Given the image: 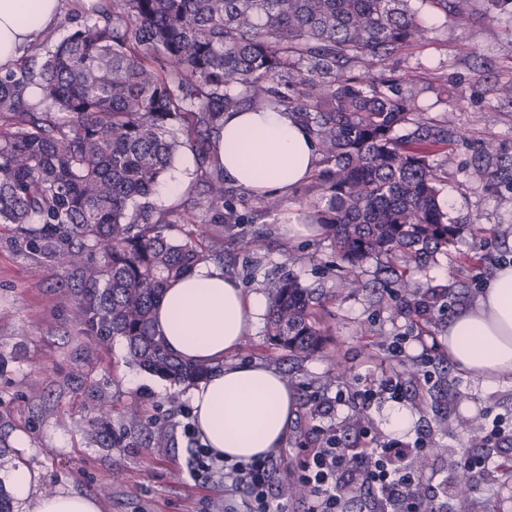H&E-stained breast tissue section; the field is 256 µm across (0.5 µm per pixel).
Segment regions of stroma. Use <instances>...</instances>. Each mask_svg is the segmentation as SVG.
<instances>
[{
  "label": "stroma",
  "mask_w": 512,
  "mask_h": 512,
  "mask_svg": "<svg viewBox=\"0 0 512 512\" xmlns=\"http://www.w3.org/2000/svg\"><path fill=\"white\" fill-rule=\"evenodd\" d=\"M468 19L458 24L430 6L420 16L426 27L422 44L402 50L375 68H357L367 81L386 78L424 105L431 123H447L448 141L430 146L433 163L446 173L440 198L449 216L470 225L455 250L416 269L413 281L429 292H443L447 310L414 324L404 312L396 284H377L375 262L361 269L363 288L342 293L340 263L327 234L291 241L279 232L282 214L314 211L316 199L301 186L281 210L262 211L258 197L236 195L234 224L213 225L224 238V270L246 292L268 293L274 278L293 273L305 286L328 299L321 313L326 344L314 356L296 359L270 345L265 321H258L241 347L225 354L228 365L260 363L278 371L295 391L298 409L280 450L277 484L289 479V467L312 435L309 414L314 394L335 397L338 386L357 377L380 380L411 367L422 354L421 340L434 343L439 375L436 384L415 382L403 401L417 417L433 449L417 464L421 481L442 487L463 453H479L477 438L485 410L512 419V375L494 386L474 383L448 358L444 338L448 321L473 304L497 268L512 260V97L501 87L512 84V14L488 12L485 0H462ZM494 145V158L484 154ZM193 155L182 150L169 179L183 180L184 191L152 201L167 212L184 213L203 199L194 185ZM261 235L266 247L249 251L247 241ZM71 272L15 243L0 231V423L7 447H0V484L11 468L22 466L37 476L35 495L76 491L95 494L98 484L112 486L104 512H224V486H195L186 469L191 405L186 386H176L133 366L126 343L115 337L99 342L81 333L73 314ZM410 335L406 357L389 349L393 337ZM112 407L113 437L135 433L131 448H102L91 440L88 419L97 402ZM143 415L138 429L127 416ZM164 436L168 446L155 453L145 440ZM467 498L449 495L448 512H505L512 507V477L495 485L476 477Z\"/></svg>",
  "instance_id": "1"
}]
</instances>
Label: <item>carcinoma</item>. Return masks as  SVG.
<instances>
[{"mask_svg": "<svg viewBox=\"0 0 512 512\" xmlns=\"http://www.w3.org/2000/svg\"><path fill=\"white\" fill-rule=\"evenodd\" d=\"M412 0H101L97 18L68 17L62 41L34 46L0 74V228L72 271L81 332L122 337L130 361L175 385L221 364L182 358L153 322L168 283L224 259L210 227L187 217L186 241L162 235L171 214L151 201L183 148L218 223L235 224L212 145L224 113L288 111L315 138V223L327 227L342 285L379 260L407 304L421 297L397 259L422 267L464 233L439 200L444 171L426 146L448 140L418 100L352 74L421 43ZM459 20V0H429ZM320 296L291 274L270 285L266 335L305 357L323 347ZM95 442L110 448L104 403Z\"/></svg>", "mask_w": 512, "mask_h": 512, "instance_id": "obj_1", "label": "carcinoma"}]
</instances>
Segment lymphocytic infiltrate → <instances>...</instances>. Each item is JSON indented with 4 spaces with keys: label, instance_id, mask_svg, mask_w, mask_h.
Instances as JSON below:
<instances>
[{
    "label": "lymphocytic infiltrate",
    "instance_id": "obj_1",
    "mask_svg": "<svg viewBox=\"0 0 512 512\" xmlns=\"http://www.w3.org/2000/svg\"><path fill=\"white\" fill-rule=\"evenodd\" d=\"M405 386L404 377L395 372L361 388L342 387L336 398L364 411L383 396L402 398ZM184 434L191 445L186 461L190 477L204 484L217 475L224 478V512H278L274 453L229 462L205 448L193 427H185ZM429 451V436L423 432L404 444L382 441L365 420L350 433L321 427L298 458L293 479L305 491L306 512H347L353 488L363 493L371 512H419L418 502L427 491L416 481L409 460Z\"/></svg>",
    "mask_w": 512,
    "mask_h": 512
}]
</instances>
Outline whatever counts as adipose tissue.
<instances>
[{
    "instance_id": "1",
    "label": "adipose tissue",
    "mask_w": 512,
    "mask_h": 512,
    "mask_svg": "<svg viewBox=\"0 0 512 512\" xmlns=\"http://www.w3.org/2000/svg\"><path fill=\"white\" fill-rule=\"evenodd\" d=\"M63 0H0V67L59 22ZM226 182L261 195L285 197L307 183L320 154L307 129L273 109L226 113L213 149ZM266 310L261 293H244L221 267L202 263L169 283L155 307L154 324L178 355L215 362L238 349ZM448 355L483 385L512 373V264L501 265L479 300L448 323ZM203 444L230 461L249 460L281 447L296 417L297 396L286 380L257 364L229 365L188 391ZM28 512H102L99 499L75 492L33 496L35 475L24 467L7 476Z\"/></svg>"
}]
</instances>
